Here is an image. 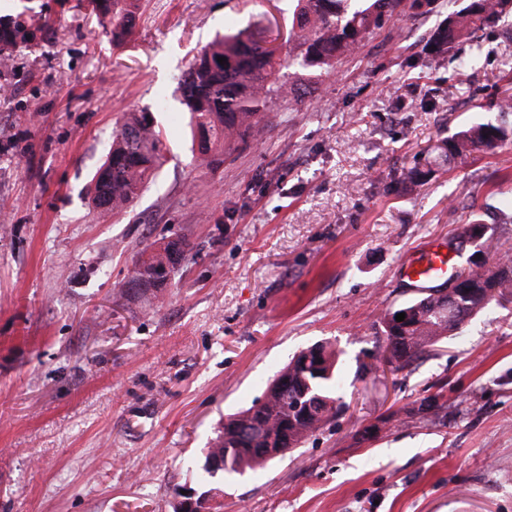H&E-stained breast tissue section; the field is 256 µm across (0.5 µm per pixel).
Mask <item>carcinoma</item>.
Listing matches in <instances>:
<instances>
[{"instance_id":"carcinoma-1","label":"carcinoma","mask_w":512,"mask_h":512,"mask_svg":"<svg viewBox=\"0 0 512 512\" xmlns=\"http://www.w3.org/2000/svg\"><path fill=\"white\" fill-rule=\"evenodd\" d=\"M436 0H296L290 37L292 54L256 33L243 29L218 35L194 56L180 82L183 103L198 161L212 169L239 148L245 138L265 132V112L278 101L292 103L296 89L285 80L284 66L333 73L343 58L353 56L375 30L402 16L411 19L434 11ZM448 13L424 44L427 57L438 60L457 45L512 15V0H464ZM88 7L112 45L132 37L139 0H88ZM50 26V18L25 9L0 17V62L16 53ZM226 58V64L218 58ZM512 146V124L474 122L453 132L434 147L436 158L451 161L475 151ZM164 162L163 135L151 113L129 112L118 122L105 159L92 179V203L104 213L125 212L141 195ZM458 251L494 241L493 227L479 213L452 237ZM188 238L168 241L149 259L130 269L126 292L145 294L167 283L166 276L184 260ZM452 289L430 288L421 296L391 309L383 320L386 361L404 368L456 333L464 322L493 305L512 302V255L488 268L467 264ZM405 319L396 321V315ZM336 352L325 344L296 354L266 387L263 398L228 416L205 449L202 481L242 475L299 447L329 420L336 403ZM219 489L198 494L186 512H222Z\"/></svg>"}]
</instances>
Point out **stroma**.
<instances>
[{
	"label": "stroma",
	"instance_id": "35a3bbf8",
	"mask_svg": "<svg viewBox=\"0 0 512 512\" xmlns=\"http://www.w3.org/2000/svg\"><path fill=\"white\" fill-rule=\"evenodd\" d=\"M53 26L0 72V512H173L178 486L224 512H512V304L398 371L382 319L417 297L404 259L472 213L512 248V148L435 164L429 148L512 95V18L473 70L422 48L456 0L388 23L218 170L193 159L178 78L225 31L287 33L292 0H142L114 48L80 0H0ZM152 113L166 160L127 212L88 188L124 113ZM435 165L415 190L401 170ZM192 249L152 301L122 292L154 245ZM341 353L340 399L300 448L197 479L225 415L301 348ZM446 414L424 418L423 397Z\"/></svg>",
	"mask_w": 512,
	"mask_h": 512
}]
</instances>
